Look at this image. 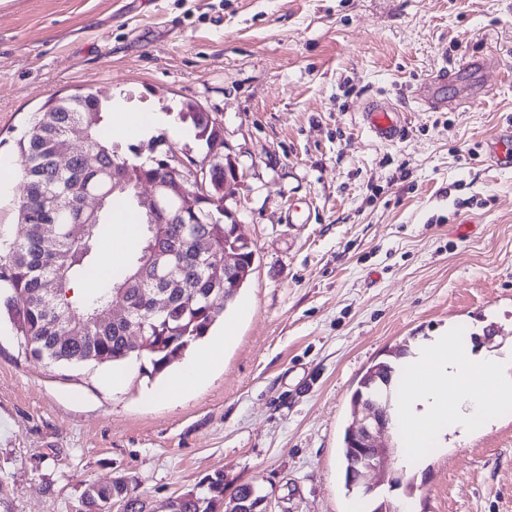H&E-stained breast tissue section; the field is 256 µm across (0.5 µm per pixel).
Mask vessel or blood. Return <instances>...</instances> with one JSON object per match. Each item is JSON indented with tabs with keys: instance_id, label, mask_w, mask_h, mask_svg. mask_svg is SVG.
I'll return each mask as SVG.
<instances>
[{
	"instance_id": "1",
	"label": "vessel or blood",
	"mask_w": 512,
	"mask_h": 512,
	"mask_svg": "<svg viewBox=\"0 0 512 512\" xmlns=\"http://www.w3.org/2000/svg\"><path fill=\"white\" fill-rule=\"evenodd\" d=\"M493 63L489 57H463L453 67H444L434 72L418 90L415 100L423 108L442 112L458 110L476 102L475 95L466 93L471 79L480 77ZM455 88V95H445V88ZM361 120L370 135L382 142L394 143L400 140L406 128L404 111L387 100H371L361 111Z\"/></svg>"
}]
</instances>
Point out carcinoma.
<instances>
[{
  "mask_svg": "<svg viewBox=\"0 0 512 512\" xmlns=\"http://www.w3.org/2000/svg\"><path fill=\"white\" fill-rule=\"evenodd\" d=\"M48 112H41L18 141L27 155L29 166L17 185L19 224L8 233L0 231V290L7 292L4 305L13 324L17 342L25 354L37 361L74 365H124L140 363V370L153 376L166 370L191 346L201 341L216 323L224 309L242 289L224 287V246L242 249L244 264L251 262L252 245L240 237L224 236V230L236 229V222L224 211L212 205L218 189L224 187V162L220 149L224 139L217 117L209 112H195L193 106L175 115L181 123H190L195 137L208 147V164L187 170L186 187L197 195L194 211L184 215L180 224H158L150 213L139 209L134 202L136 185L126 191H112V174H121L124 165L140 166V178L146 183L160 176L168 152H159L164 137L148 140L149 157L139 155V149L112 141L104 129L105 117L112 109V99L86 91L51 100ZM80 132L87 140L82 150L72 151L64 160L57 146L74 140ZM133 157H128L126 152ZM87 195L104 200L99 211L82 208ZM120 205L137 214L142 240L115 275L102 281L100 288L79 298L71 297L70 285L92 277L96 271V250L100 238L110 224L112 208ZM56 230L53 246L43 247L46 228ZM211 239L210 253L200 255L196 240ZM164 239L167 257L156 265L148 255L149 242ZM174 273L182 284L169 289V306L160 316H153L144 307L145 298L165 283ZM140 287L130 289L131 321L144 322L149 349L130 352L126 346V326L92 323L88 316L97 308L112 301L118 286L131 280ZM69 310L81 323L71 338H60L56 332L54 305ZM394 367L387 361L370 366L353 394L351 408L359 401L369 400L381 411L391 413L394 392ZM345 486L375 503L372 512H400L394 503L351 478V471L363 467L365 460L354 455L351 432L345 431L342 447ZM263 492L241 485L228 499L224 498V474L217 473L198 483L179 496L176 512H237L257 504ZM125 502V512H144L146 505L128 498V479L117 475L112 480L88 484L80 496L79 512H112L119 502Z\"/></svg>",
  "mask_w": 512,
  "mask_h": 512,
  "instance_id": "obj_1",
  "label": "carcinoma"
}]
</instances>
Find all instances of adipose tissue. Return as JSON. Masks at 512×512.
<instances>
[{
  "mask_svg": "<svg viewBox=\"0 0 512 512\" xmlns=\"http://www.w3.org/2000/svg\"><path fill=\"white\" fill-rule=\"evenodd\" d=\"M166 126L173 137L187 136L186 128L166 121L158 112H117L113 133L145 136ZM223 338L212 342L187 362L163 389L164 395L181 396L199 384L207 371L219 364ZM400 397L393 409V428L400 435L405 456H423L424 442L461 439L476 423L488 422L496 411L512 406V346L491 351L475 348L456 328L420 340L406 359L399 378Z\"/></svg>",
  "mask_w": 512,
  "mask_h": 512,
  "instance_id": "1",
  "label": "adipose tissue"
}]
</instances>
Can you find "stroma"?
I'll list each match as a JSON object with an SVG mask.
<instances>
[{
    "mask_svg": "<svg viewBox=\"0 0 512 512\" xmlns=\"http://www.w3.org/2000/svg\"><path fill=\"white\" fill-rule=\"evenodd\" d=\"M466 55L500 64L481 104L420 107ZM505 67L512 0H0V164L24 172L17 140L54 98L194 104L223 124L255 250L221 364L179 399L135 364L115 388L111 366L34 360L0 324V512H76L118 474L164 512L218 471L273 512H355L341 446L366 369L452 322L512 342V167L485 163L512 131ZM368 98L404 107L402 140L370 136ZM370 479L415 512H512V409L420 466L390 450Z\"/></svg>",
    "mask_w": 512,
    "mask_h": 512,
    "instance_id": "obj_1",
    "label": "stroma"
}]
</instances>
